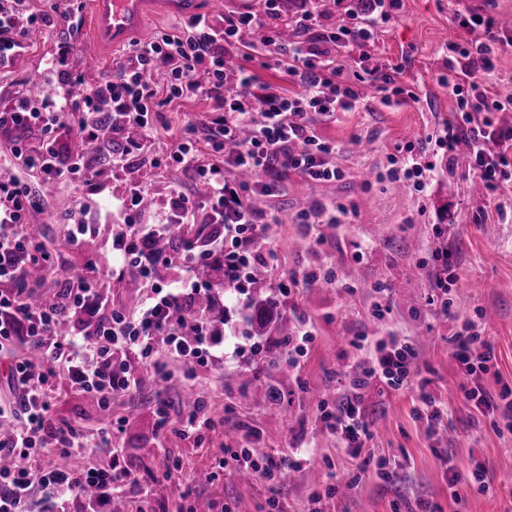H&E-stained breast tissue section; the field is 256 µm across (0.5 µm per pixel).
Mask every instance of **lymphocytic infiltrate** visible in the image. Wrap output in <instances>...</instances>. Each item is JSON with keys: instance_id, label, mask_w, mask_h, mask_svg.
I'll list each match as a JSON object with an SVG mask.
<instances>
[{"instance_id": "lymphocytic-infiltrate-1", "label": "lymphocytic infiltrate", "mask_w": 512, "mask_h": 512, "mask_svg": "<svg viewBox=\"0 0 512 512\" xmlns=\"http://www.w3.org/2000/svg\"><path fill=\"white\" fill-rule=\"evenodd\" d=\"M374 2L377 13L368 22L346 18L312 38L309 23L317 19L322 0H302L301 17L295 22L301 38L286 44L270 38L252 47L244 40L245 30L262 18L279 22L278 0H264L260 16L251 12L226 16L220 28L206 16L195 15L174 32L132 43L112 75L79 96L73 93L77 77L63 68L73 47L61 42L48 62L58 73L57 97H18L0 111V129L35 130L46 136L41 150L29 156L44 184L80 178L100 193L104 186L96 181L84 154L58 147L53 137L69 115L97 113V120L81 131L85 140L101 141L116 132L137 130L138 139L122 148L129 155L138 150L141 139L149 137L162 107L183 97L215 100L206 129L222 162L200 164L198 137L191 126L163 154L169 164L192 173L206 187L205 203L177 191L170 198L166 222L120 225L112 238V261L123 268L136 267L140 278L153 280L157 265L167 264L171 257L153 252L151 242L175 227L204 224L209 228L204 237L182 238L184 255L191 259L223 255L229 273L249 277L261 261L258 222L264 217L252 207V198L276 194L283 175L291 170L318 183L341 175L335 163L338 149L318 136L315 117L355 110L361 104L357 89L361 83L374 86L386 106L403 93L395 80L399 66L370 64L364 54L350 71L339 57L340 49L373 42L377 27L392 18L401 0ZM61 8L60 0H53L48 11L29 15L23 0H0V68L9 67L22 51L29 27L53 22ZM458 23L472 39L468 48L454 44L449 49L448 89L456 99L458 118L448 126V140L453 143L459 134L470 133L468 168L498 190L512 180V126L491 120V113L503 111L505 105L486 89L482 77L495 68L487 45L501 36L494 20L477 12L459 17ZM244 47L259 58L275 56L282 75L299 84L300 93L290 96L269 86L257 87L255 76L243 69L235 79H228L227 56ZM156 71L166 77L164 88L148 79ZM257 101L262 104L258 110L253 107ZM230 142L236 148L229 153L225 146ZM244 172L251 173V180H241ZM34 208L19 183L0 178V361H7L17 390L14 401L0 403V451L14 458L12 466L0 468V512H29L36 498L42 503L39 512H112L113 485L127 486L134 479L116 462L104 468L89 458L82 468L70 465L72 453L85 448V436L78 427L53 420L48 384L62 379L105 402L139 389L129 354L147 359L161 353L184 363L207 360L213 340L206 320L193 317L177 323L172 319L173 312L202 294L203 288L193 277H183L167 288H153L130 313L110 306L92 261L77 287L63 284L52 295L35 297L26 288V274L34 267L51 270L53 261L25 229ZM62 324L68 327L63 335L58 332ZM25 345L37 350V359L18 357V348ZM452 355L463 373L464 400L479 411L499 410L511 416L512 389L505 387L494 394L484 383L495 354L475 321H463ZM417 357L414 339L380 338L369 365L346 370L351 398L324 408V417L342 447L357 455L372 438L370 412L360 394L375 382L394 391L404 388ZM43 448L55 449L60 460L49 468L32 470L28 462Z\"/></svg>"}]
</instances>
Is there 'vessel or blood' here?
<instances>
[{
    "mask_svg": "<svg viewBox=\"0 0 512 512\" xmlns=\"http://www.w3.org/2000/svg\"><path fill=\"white\" fill-rule=\"evenodd\" d=\"M154 2L157 9L180 16L197 10V0H90V28L97 46L117 49L138 31L145 21V4Z\"/></svg>",
    "mask_w": 512,
    "mask_h": 512,
    "instance_id": "vessel-or-blood-1",
    "label": "vessel or blood"
}]
</instances>
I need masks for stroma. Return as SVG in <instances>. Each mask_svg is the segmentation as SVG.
<instances>
[{"instance_id": "obj_1", "label": "stroma", "mask_w": 512, "mask_h": 512, "mask_svg": "<svg viewBox=\"0 0 512 512\" xmlns=\"http://www.w3.org/2000/svg\"><path fill=\"white\" fill-rule=\"evenodd\" d=\"M89 2L78 0L75 16L29 30L24 51L0 70V109L34 83L43 94L58 91L46 61L61 39L75 44L67 60L75 73L90 59L106 77L125 59L126 49L92 46ZM471 10L497 20L512 17V0H402L399 12L379 26L369 51L373 62L400 65L396 82L416 92L417 100L388 108L375 93L356 111L317 116L319 136L342 147L336 158L342 176L313 183L291 171L280 193L265 198L263 209L276 220L263 236L277 255L267 268L265 298L272 313L266 327L248 321L250 288L224 291L214 283L211 260H199L191 274L216 302L209 330L222 340L212 358L192 368L173 364L170 379L157 391L116 396L107 405L63 381L52 384L50 414L56 421L80 427L92 441L121 426L113 447L96 449L95 458L103 466L119 461L139 480L138 490L116 488L125 512H141L146 505L152 512H187L200 502L208 504V512H272V499L281 512H307L315 496L324 497L326 512H418L423 503L431 512H512V420L481 415L463 400L460 369L452 357L461 321L482 319L495 352L486 385L494 393L512 387V186L490 191L469 172L465 155L438 144L456 109L442 82L448 47L469 41L456 17ZM213 106V100L189 97L164 107L141 150L123 161L101 163V181L111 193L93 195L72 181L43 194V221L29 234L45 245L55 269L46 281L33 284V291L51 295L56 282L82 275L95 259L112 305L140 304L147 286L107 262L112 199L135 186L149 191L156 210L138 221L153 224L173 191L197 195L190 174L155 157L186 126L202 125ZM409 143L433 167L421 190L386 175L389 156ZM40 145L36 134L0 131V176L41 191L40 173L25 162ZM475 197L484 199L483 207L472 206ZM315 202L339 210V221L318 225L308 236L302 213ZM77 218L95 227L79 243L71 237ZM443 256L455 276L445 309L435 300L433 280ZM283 322L293 331L303 325L311 330L305 354L294 353L279 335ZM390 332L418 339L415 374L404 389L365 391L374 438L355 457L340 448L323 406L345 393L342 376L348 367L366 361L360 336ZM269 387L274 397L260 400ZM423 392L452 408L435 434L415 412ZM188 393L201 399L211 425L186 436L172 424L179 421ZM161 400L172 421L163 429L155 414ZM240 448L251 449L261 461L296 455L300 464L284 469L275 481L255 476L244 492L231 468V456ZM449 458L464 471L484 470V484L469 481L450 494L444 477ZM390 468L397 479H380Z\"/></svg>"}]
</instances>
